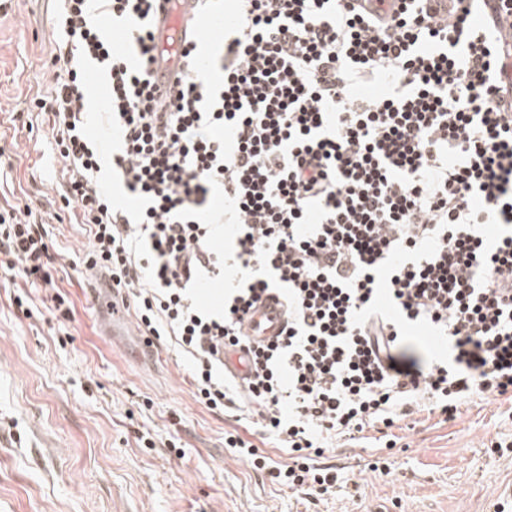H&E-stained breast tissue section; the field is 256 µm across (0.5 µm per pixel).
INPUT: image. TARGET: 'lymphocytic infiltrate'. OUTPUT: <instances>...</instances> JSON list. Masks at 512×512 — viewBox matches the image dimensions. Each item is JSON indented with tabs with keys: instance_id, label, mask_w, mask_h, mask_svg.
<instances>
[{
	"instance_id": "lymphocytic-infiltrate-1",
	"label": "lymphocytic infiltrate",
	"mask_w": 512,
	"mask_h": 512,
	"mask_svg": "<svg viewBox=\"0 0 512 512\" xmlns=\"http://www.w3.org/2000/svg\"><path fill=\"white\" fill-rule=\"evenodd\" d=\"M52 86L36 95L62 198L88 226L85 269L132 302L148 342L190 363L198 401L288 451L225 447L279 484L324 495L322 458L405 417L454 419L474 398L512 401V0H237L234 33L206 72L158 101L149 65L154 0H58ZM126 28L134 56L112 47ZM109 85L118 133L103 157L86 129L89 65ZM381 82L376 98L357 85ZM109 168L139 202L100 185ZM41 210L0 206V269L57 291ZM225 281L220 310L198 297ZM278 292L286 326L253 350L246 381L220 350ZM446 337L429 355L409 331Z\"/></svg>"
}]
</instances>
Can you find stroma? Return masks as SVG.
I'll return each instance as SVG.
<instances>
[{
  "label": "stroma",
  "mask_w": 512,
  "mask_h": 512,
  "mask_svg": "<svg viewBox=\"0 0 512 512\" xmlns=\"http://www.w3.org/2000/svg\"><path fill=\"white\" fill-rule=\"evenodd\" d=\"M52 43L49 0H0V163L74 259L88 235L62 208L60 164L31 110ZM60 287L69 321L42 303L24 313L0 271V512H512V406L489 397L448 422L407 417L391 451L329 449L345 478L308 498L225 448L233 421L196 401L183 358L149 351L134 327L109 335L81 273Z\"/></svg>",
  "instance_id": "1"
}]
</instances>
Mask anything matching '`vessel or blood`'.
<instances>
[{
  "instance_id": "obj_1",
  "label": "vessel or blood",
  "mask_w": 512,
  "mask_h": 512,
  "mask_svg": "<svg viewBox=\"0 0 512 512\" xmlns=\"http://www.w3.org/2000/svg\"><path fill=\"white\" fill-rule=\"evenodd\" d=\"M151 26L156 52L150 74L157 95L162 98L183 74L181 46L222 33L223 23L221 18L206 12L202 0H158ZM94 298L99 318L111 319L116 325L125 323V314L111 293L98 291ZM284 322V309L279 300L267 297L252 310L246 329L251 342L266 341L277 336Z\"/></svg>"
}]
</instances>
